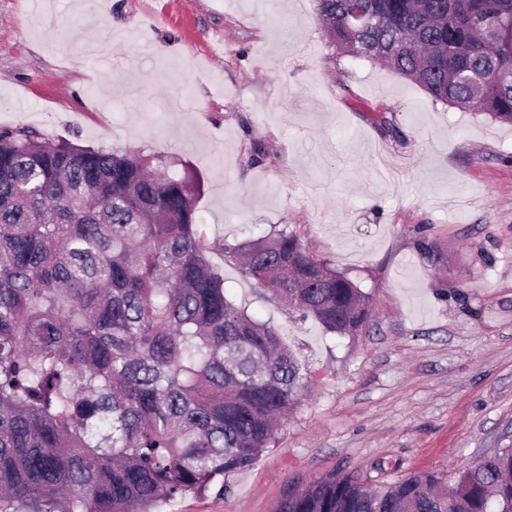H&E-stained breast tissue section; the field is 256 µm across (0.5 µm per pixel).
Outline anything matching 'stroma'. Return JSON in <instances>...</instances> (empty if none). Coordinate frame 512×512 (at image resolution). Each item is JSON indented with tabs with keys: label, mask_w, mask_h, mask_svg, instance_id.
<instances>
[{
	"label": "stroma",
	"mask_w": 512,
	"mask_h": 512,
	"mask_svg": "<svg viewBox=\"0 0 512 512\" xmlns=\"http://www.w3.org/2000/svg\"><path fill=\"white\" fill-rule=\"evenodd\" d=\"M332 53L314 0H0V129L174 156L206 241L289 225L371 300L331 334L209 253L304 386L225 493L157 512H274L334 470L451 477L512 446V125ZM256 141L276 165L246 164Z\"/></svg>",
	"instance_id": "obj_1"
}]
</instances>
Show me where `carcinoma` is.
<instances>
[{
    "instance_id": "1",
    "label": "carcinoma",
    "mask_w": 512,
    "mask_h": 512,
    "mask_svg": "<svg viewBox=\"0 0 512 512\" xmlns=\"http://www.w3.org/2000/svg\"><path fill=\"white\" fill-rule=\"evenodd\" d=\"M335 57L512 123V0H315ZM154 155L0 129V512H150L250 467L299 402L277 329L207 253L338 335L369 297L283 225L205 243L196 178ZM448 477L330 472L277 512H512V448Z\"/></svg>"
}]
</instances>
